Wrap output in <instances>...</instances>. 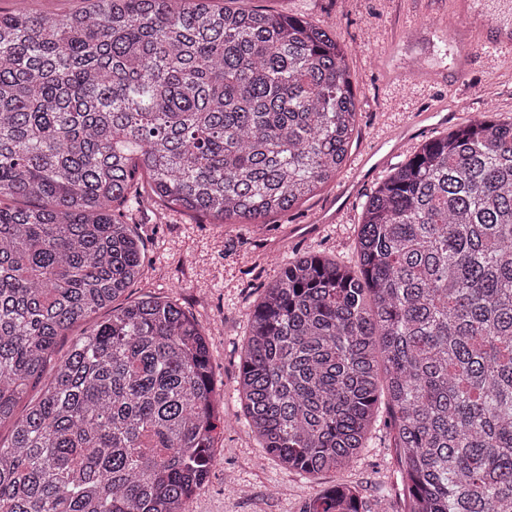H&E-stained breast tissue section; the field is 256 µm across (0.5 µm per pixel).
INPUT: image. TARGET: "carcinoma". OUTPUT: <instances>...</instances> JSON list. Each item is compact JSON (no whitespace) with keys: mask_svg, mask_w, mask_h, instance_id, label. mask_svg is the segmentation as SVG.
Listing matches in <instances>:
<instances>
[{"mask_svg":"<svg viewBox=\"0 0 512 512\" xmlns=\"http://www.w3.org/2000/svg\"><path fill=\"white\" fill-rule=\"evenodd\" d=\"M225 2L0 12V512H181L209 475L208 344L175 302L116 305L145 253L112 205L141 170L177 210L263 225L336 178L358 124L337 34ZM356 254L287 262L250 312L261 448L345 469L385 399L405 512H512V120L421 144L368 196ZM302 512L388 510L336 484Z\"/></svg>","mask_w":512,"mask_h":512,"instance_id":"obj_1","label":"carcinoma"}]
</instances>
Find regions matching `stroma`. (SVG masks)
<instances>
[{
    "label": "stroma",
    "mask_w": 512,
    "mask_h": 512,
    "mask_svg": "<svg viewBox=\"0 0 512 512\" xmlns=\"http://www.w3.org/2000/svg\"><path fill=\"white\" fill-rule=\"evenodd\" d=\"M241 6L302 16L337 32L350 49L359 121L336 180L265 226L215 224L158 201L121 207L146 252L132 297L150 293L188 310L207 338L220 389L224 431L204 488L183 512H301L307 498L340 483L355 486L368 507L383 498L390 512H404L387 407L379 409L367 448L346 469L308 479L265 456L238 392L248 313L298 253L354 263L368 195L423 141L481 112L512 117V44L490 50L459 36L468 61L458 79L445 55L452 30L441 24L448 0H242Z\"/></svg>",
    "instance_id": "1"
}]
</instances>
